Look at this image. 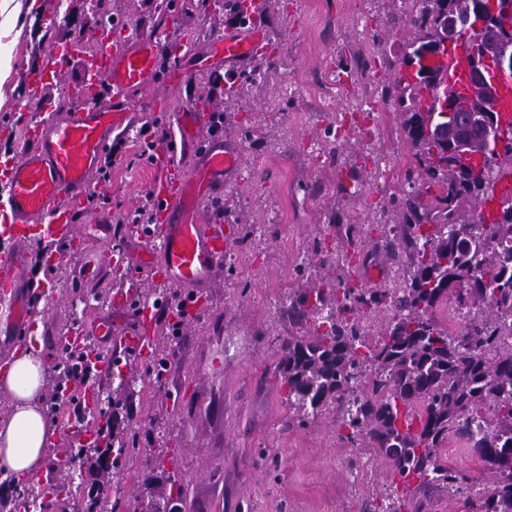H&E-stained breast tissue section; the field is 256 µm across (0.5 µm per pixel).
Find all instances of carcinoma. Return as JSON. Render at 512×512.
<instances>
[{
	"instance_id": "1",
	"label": "carcinoma",
	"mask_w": 512,
	"mask_h": 512,
	"mask_svg": "<svg viewBox=\"0 0 512 512\" xmlns=\"http://www.w3.org/2000/svg\"><path fill=\"white\" fill-rule=\"evenodd\" d=\"M469 0H416L403 25L412 29L392 88L402 107L404 131L415 149L411 172L423 184L417 194L393 199L406 223L390 228L388 244L405 248L408 274L391 288H339L321 280L295 294L291 314L306 333L279 346V371L287 387L286 428L305 426L336 407L341 440L364 446L387 466L391 502L363 512H431L434 494L457 495L473 477L449 464L440 449L455 438L483 463L482 488L467 498L470 512H512V205L489 224L477 205L489 201L496 154L469 132L465 119L482 101L450 90L444 99L426 93L446 79L448 13L479 18ZM498 62L501 48L491 36L473 44ZM469 154L484 157V169L468 173L445 164L459 140ZM362 251V239L346 234L342 261ZM451 303L468 314L465 328L450 333L436 316ZM386 309L383 332L370 336L364 316ZM125 440L107 449L104 470L126 465ZM180 479H169L163 505L182 501Z\"/></svg>"
}]
</instances>
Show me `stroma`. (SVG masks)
<instances>
[{
  "instance_id": "1",
  "label": "stroma",
  "mask_w": 512,
  "mask_h": 512,
  "mask_svg": "<svg viewBox=\"0 0 512 512\" xmlns=\"http://www.w3.org/2000/svg\"><path fill=\"white\" fill-rule=\"evenodd\" d=\"M95 0H36L16 47L15 82L0 90V152H19L24 131L17 113L37 114L27 98L25 75L44 73V103L62 99L81 78V59L51 65L52 46L93 26ZM114 16L151 32L159 13L173 38L188 35L190 51L170 55L171 75L158 102L137 101L124 131L123 159L109 179H96L86 224L101 211L133 216L148 189L150 162L140 132L159 124V112L183 111L192 90H207L224 64L210 52L215 37L238 22L214 0L201 13L199 0H111ZM405 0H269L262 19L269 35L264 79H241L234 93L211 96L224 115V147L241 156L224 190L223 213L237 227L224 274L196 322L178 337L158 328L154 353L165 358L162 376L152 361L121 359L125 423L130 454L123 475L112 478L101 512H139L151 491L143 479L156 455L175 451L167 473L185 486L184 512H362L381 503L386 489L382 459L349 447L339 437L337 413L323 411L307 426L283 430L289 414L277 371L280 339L303 327L289 312L299 289L321 278L387 288L409 269L407 251L387 254L380 240L400 223L393 196L420 191L409 181L413 149L403 133L401 108L384 89L396 77L392 61L409 33L400 19ZM355 228L364 251L344 266L322 264L320 240ZM307 266L300 277L298 266ZM83 262L53 277L54 300L37 316L47 366L57 362L56 337L76 324L110 316L113 288L106 273L87 278ZM65 495L22 486L40 512H75L90 474L64 467L50 451L42 472Z\"/></svg>"
}]
</instances>
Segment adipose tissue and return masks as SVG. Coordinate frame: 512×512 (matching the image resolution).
Wrapping results in <instances>:
<instances>
[{
	"instance_id": "1",
	"label": "adipose tissue",
	"mask_w": 512,
	"mask_h": 512,
	"mask_svg": "<svg viewBox=\"0 0 512 512\" xmlns=\"http://www.w3.org/2000/svg\"><path fill=\"white\" fill-rule=\"evenodd\" d=\"M26 14L22 0H0V86L16 69V46ZM45 385V363L40 349L29 347L0 377V390L10 398L0 416V475L24 485L36 480L53 441L54 429L38 402Z\"/></svg>"
}]
</instances>
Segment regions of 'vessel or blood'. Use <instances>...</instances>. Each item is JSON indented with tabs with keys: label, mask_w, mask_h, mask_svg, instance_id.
Instances as JSON below:
<instances>
[{
	"label": "vessel or blood",
	"mask_w": 512,
	"mask_h": 512,
	"mask_svg": "<svg viewBox=\"0 0 512 512\" xmlns=\"http://www.w3.org/2000/svg\"><path fill=\"white\" fill-rule=\"evenodd\" d=\"M102 56L86 60L83 78L98 98L78 104L66 118H32L19 114L27 142L14 155L0 157V335L22 348L37 322L33 313L36 294L30 272V246L40 242L44 261L51 267L71 265L86 257L88 267L112 275L117 286L109 295L115 313L133 312L131 325L116 328L98 320L91 327L75 326L60 337L61 345L83 351L87 362L110 371L111 359L99 358L100 344L140 360L152 355L154 334L161 322L190 323L203 309L206 290L221 276L234 228L213 215L210 204L224 187V179L239 164L238 153L225 150L219 136L209 134L210 113L190 100L185 111L170 115L177 132L155 150L158 174L148 185L153 222L137 228L142 246L133 258L112 250L85 254L82 228L87 205L103 156L114 132L126 130L137 95L158 90L165 82L161 65L168 45L157 35L108 34ZM468 40L445 56L448 84L463 90L464 59ZM229 75L235 76L267 50L260 24L213 41ZM150 279L185 292L181 308L142 303L135 284ZM78 446L96 438L93 426L70 418L61 426Z\"/></svg>",
	"instance_id": "obj_1"
}]
</instances>
